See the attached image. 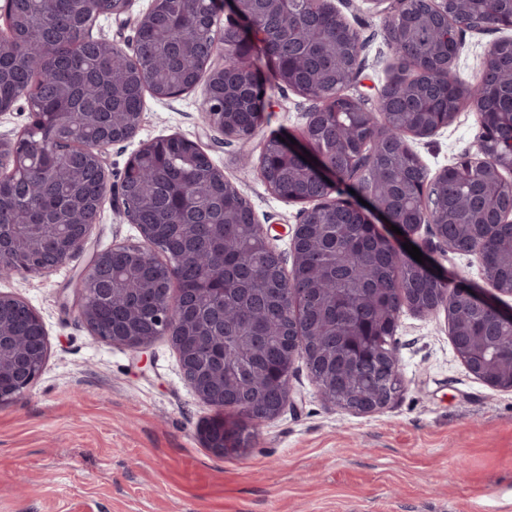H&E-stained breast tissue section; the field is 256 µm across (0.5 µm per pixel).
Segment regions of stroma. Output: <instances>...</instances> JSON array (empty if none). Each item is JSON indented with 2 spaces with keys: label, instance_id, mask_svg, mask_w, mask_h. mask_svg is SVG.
Instances as JSON below:
<instances>
[{
  "label": "stroma",
  "instance_id": "obj_1",
  "mask_svg": "<svg viewBox=\"0 0 512 512\" xmlns=\"http://www.w3.org/2000/svg\"><path fill=\"white\" fill-rule=\"evenodd\" d=\"M151 0H132L131 20L99 18L93 38L132 51L134 17ZM366 40L348 93L369 95L389 80L396 58L384 19L367 0H335ZM504 31L463 32L455 71L475 83L485 47ZM263 135L297 133L310 103L272 86ZM201 90L144 99L135 139L107 151L109 177L120 184L141 142L180 134L198 141L213 164L248 199L291 264L299 205L272 195L255 164L258 143H225L201 120ZM476 115L460 112L435 135L416 141L435 173L474 148ZM141 240L114 201L104 200L86 252L47 275L0 277L41 315L48 334L43 368L24 393L0 405V512H512V391L471 375L453 348L444 314L402 310L394 348L402 377L398 398L382 412L353 415L324 401L297 359L291 380L299 396L277 418L254 429L250 448L221 457L199 429L216 412L185 381L167 337L145 351L105 343L72 305V286L89 253Z\"/></svg>",
  "mask_w": 512,
  "mask_h": 512
}]
</instances>
